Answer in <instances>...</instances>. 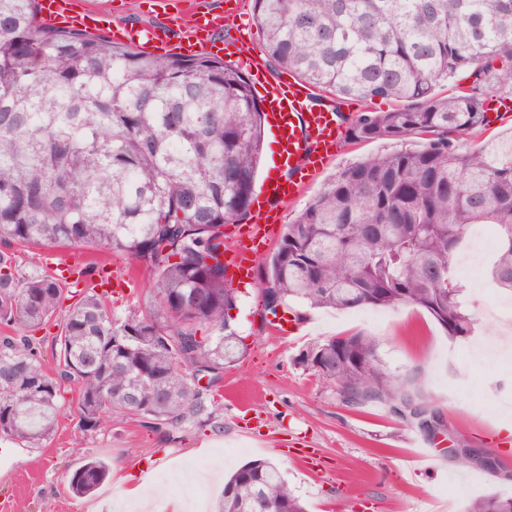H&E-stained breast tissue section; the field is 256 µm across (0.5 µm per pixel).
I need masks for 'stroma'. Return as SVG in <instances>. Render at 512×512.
<instances>
[{
	"instance_id": "obj_1",
	"label": "stroma",
	"mask_w": 512,
	"mask_h": 512,
	"mask_svg": "<svg viewBox=\"0 0 512 512\" xmlns=\"http://www.w3.org/2000/svg\"><path fill=\"white\" fill-rule=\"evenodd\" d=\"M125 23L177 28L179 0H89ZM455 81L477 86L507 109L488 111L489 124L465 135L473 147L492 135L512 133V86L459 72ZM398 140L340 141L297 199L279 203L282 224H290L341 168L368 156L400 149ZM108 262L134 277L129 292L112 299V311L124 317L154 303L153 276L144 266L111 254ZM473 318L472 332L449 338L425 312L408 306L298 312L270 318L256 280L238 285L230 323L243 338L240 358L225 367L222 380L208 387L213 400L210 420L163 437L126 419L99 432L78 427L76 392H68L67 410L56 431L40 447L14 445L0 464V512H106L113 500H127V490L144 485L159 493L154 512H168L176 501L181 512H214L224 478L252 460L277 465L304 501L308 512H466L474 498L494 492L512 496V363L496 365L480 357L479 346L497 334L498 305L512 293L487 280L463 282ZM363 332L375 336L379 355L391 371L413 373L427 406L471 448H499L500 472L461 468L436 439L428 445L433 460L411 459L420 431L374 404L355 410L344 406L335 387L321 384L299 362L300 352L317 341ZM301 448L315 449L319 470L307 471L297 459ZM112 464V474L91 495L74 496L70 478L87 459Z\"/></svg>"
}]
</instances>
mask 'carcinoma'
Returning <instances> with one entry per match:
<instances>
[{"label": "carcinoma", "mask_w": 512, "mask_h": 512, "mask_svg": "<svg viewBox=\"0 0 512 512\" xmlns=\"http://www.w3.org/2000/svg\"><path fill=\"white\" fill-rule=\"evenodd\" d=\"M37 15L38 0H0V320L25 331L0 337V436L38 446L74 385L82 431L138 418L167 437L209 414L198 376L218 380L240 353L219 248L224 226L249 213L264 111L244 70L218 57L136 52ZM250 17L269 65L338 97L406 103L360 113L350 140L430 136L336 173L262 263L265 311L411 306L468 335L452 264L470 226L497 228L488 275L512 292V136L464 146L487 123V98L436 86L495 61L512 84V0H250ZM26 245L143 264L154 306L118 318L93 287L66 306L73 291L56 274L15 273L10 249ZM50 324L51 372L30 336ZM377 350L373 336H333L300 364L350 408L424 405L416 376L390 372ZM109 473L90 459L70 489L88 495ZM217 512L306 509L274 464L253 461L224 481ZM467 512H512V497H479Z\"/></svg>", "instance_id": "obj_1"}]
</instances>
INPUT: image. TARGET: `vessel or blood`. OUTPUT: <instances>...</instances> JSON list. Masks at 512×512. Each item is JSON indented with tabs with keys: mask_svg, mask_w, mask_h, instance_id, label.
Listing matches in <instances>:
<instances>
[{
	"mask_svg": "<svg viewBox=\"0 0 512 512\" xmlns=\"http://www.w3.org/2000/svg\"><path fill=\"white\" fill-rule=\"evenodd\" d=\"M42 19L49 26H63L96 31L138 49H162L177 43L180 49L194 54L210 53L212 35L223 25L222 15L202 10L198 0H190L180 17L176 34L155 26L119 24L111 13L83 7L81 0H41ZM259 87L260 99L273 147L250 223L236 238L228 266L237 280L251 278L253 258L271 242L272 226L278 219L275 205L300 196L305 185L318 170L319 163L330 155L339 126L336 108L319 104L314 92L302 83H285L269 77L259 54L241 57ZM98 285L111 294H124L131 283L121 271H98Z\"/></svg>",
	"mask_w": 512,
	"mask_h": 512,
	"instance_id": "obj_1",
	"label": "vessel or blood"
}]
</instances>
